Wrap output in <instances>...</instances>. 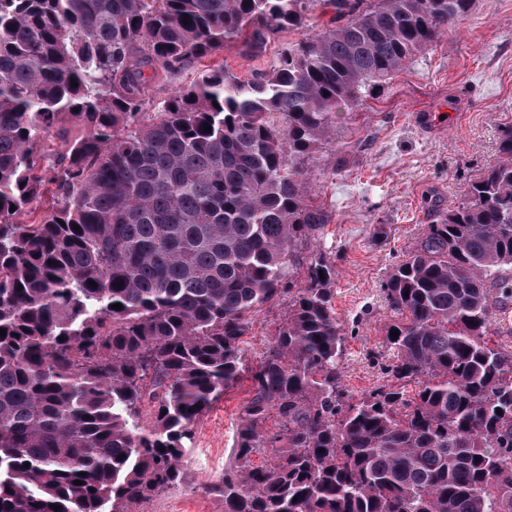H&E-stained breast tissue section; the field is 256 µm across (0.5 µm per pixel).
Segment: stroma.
<instances>
[{"instance_id": "stroma-1", "label": "stroma", "mask_w": 512, "mask_h": 512, "mask_svg": "<svg viewBox=\"0 0 512 512\" xmlns=\"http://www.w3.org/2000/svg\"><path fill=\"white\" fill-rule=\"evenodd\" d=\"M296 39L285 31L251 54L234 41L204 64L247 77L267 69ZM511 128L512 0H475L452 32L344 114L335 141L313 155L310 200L328 215L320 243L336 261L334 308L346 335L349 397L387 381L383 368L391 352L382 329L391 320L383 292L389 270L414 253L429 225L498 162L499 141ZM380 225L386 237L376 236ZM287 307L283 301L252 316L246 335L251 356L271 342ZM249 389V381H241L198 421L185 457L187 484L135 512H224L206 487L232 457Z\"/></svg>"}]
</instances>
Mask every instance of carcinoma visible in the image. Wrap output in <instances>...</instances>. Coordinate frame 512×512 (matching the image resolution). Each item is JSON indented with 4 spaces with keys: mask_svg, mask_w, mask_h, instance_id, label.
I'll return each mask as SVG.
<instances>
[{
    "mask_svg": "<svg viewBox=\"0 0 512 512\" xmlns=\"http://www.w3.org/2000/svg\"><path fill=\"white\" fill-rule=\"evenodd\" d=\"M332 2L318 30L320 0H0V512H133L185 482L195 425L243 376L208 487L224 512H512V351L490 333L512 302V129L388 274V383L346 398L336 264L296 263L327 224L309 155L475 0ZM287 29L267 70L197 69L145 112L159 75ZM282 299L253 363L251 316Z\"/></svg>",
    "mask_w": 512,
    "mask_h": 512,
    "instance_id": "carcinoma-1",
    "label": "carcinoma"
}]
</instances>
